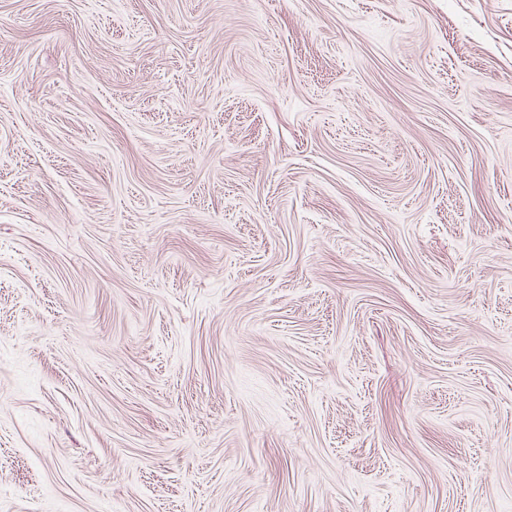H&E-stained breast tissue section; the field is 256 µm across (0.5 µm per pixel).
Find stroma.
I'll return each mask as SVG.
<instances>
[{"label":"stroma","instance_id":"stroma-1","mask_svg":"<svg viewBox=\"0 0 512 512\" xmlns=\"http://www.w3.org/2000/svg\"><path fill=\"white\" fill-rule=\"evenodd\" d=\"M0 512H512V0H0Z\"/></svg>","mask_w":512,"mask_h":512}]
</instances>
